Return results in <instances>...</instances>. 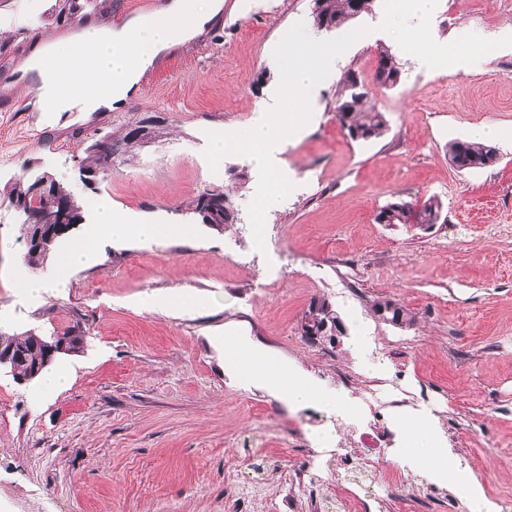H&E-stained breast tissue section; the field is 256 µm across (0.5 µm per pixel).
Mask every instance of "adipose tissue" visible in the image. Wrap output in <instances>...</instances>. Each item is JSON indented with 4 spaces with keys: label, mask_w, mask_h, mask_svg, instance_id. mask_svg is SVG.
I'll return each mask as SVG.
<instances>
[{
    "label": "adipose tissue",
    "mask_w": 512,
    "mask_h": 512,
    "mask_svg": "<svg viewBox=\"0 0 512 512\" xmlns=\"http://www.w3.org/2000/svg\"><path fill=\"white\" fill-rule=\"evenodd\" d=\"M224 0H167L148 16L121 26L84 28L72 35L41 42L21 63L35 77L32 92L41 122L52 125L62 113L109 112L142 90L141 79L164 51L204 33L220 15ZM87 230L62 256L64 266L87 263L101 240L136 237L153 242L174 232L171 224H135L100 199Z\"/></svg>",
    "instance_id": "ef3b65f1"
}]
</instances>
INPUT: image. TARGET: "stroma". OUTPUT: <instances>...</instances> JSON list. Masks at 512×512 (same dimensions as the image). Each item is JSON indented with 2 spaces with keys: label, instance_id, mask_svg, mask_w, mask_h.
Segmentation results:
<instances>
[{
  "label": "stroma",
  "instance_id": "obj_1",
  "mask_svg": "<svg viewBox=\"0 0 512 512\" xmlns=\"http://www.w3.org/2000/svg\"><path fill=\"white\" fill-rule=\"evenodd\" d=\"M312 0H224L211 28L161 54L142 91L104 117L66 128L39 124L16 66L33 38L71 34L58 0H0V333L48 336L81 324L84 347L58 357L66 390L0 373V512H309L280 487L310 450L346 442L382 453L392 432L429 412L453 475L478 485L494 506L512 500V51L477 70L428 68L382 37L349 48L345 68L370 84L385 113L381 138L352 141L334 111L339 77L325 80L317 110L285 154L296 188L267 211L264 250L254 244L248 205L258 181L241 156L217 169L207 134L247 126L275 84L267 56L296 23L312 26ZM433 39L512 31V0H442ZM402 77L374 85L379 49ZM160 116L163 134L116 167L97 190L79 179L85 148L137 115ZM489 123L502 159L460 171L447 146ZM49 171L81 200L110 198L149 224L181 234L153 243L102 241L84 267L66 271L63 295L33 301L15 290L25 245L6 195L23 168ZM244 171L241 181L230 170ZM224 187L240 222L217 232L185 207ZM438 198L446 223L425 231L376 221L395 197ZM175 306L146 309L143 295ZM329 299L346 327L336 347L296 331L311 300ZM399 301L411 328L373 319L369 300ZM249 337L261 363L287 367L317 391L289 406L278 389L237 373L234 335ZM379 383L367 401L364 385ZM399 394L406 404L389 401ZM351 404L383 427L352 430ZM266 458L254 453L257 443ZM260 494L236 508L239 483Z\"/></svg>",
  "mask_w": 512,
  "mask_h": 512
}]
</instances>
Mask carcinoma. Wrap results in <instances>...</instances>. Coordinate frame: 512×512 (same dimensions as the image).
<instances>
[{
    "label": "carcinoma",
    "mask_w": 512,
    "mask_h": 512,
    "mask_svg": "<svg viewBox=\"0 0 512 512\" xmlns=\"http://www.w3.org/2000/svg\"><path fill=\"white\" fill-rule=\"evenodd\" d=\"M374 0H313L312 18L317 29L335 30L362 13L373 10ZM401 67L396 57L386 49L378 55L377 67L373 80L381 88H392L401 80ZM336 119L342 129L353 141L369 142L381 138L389 130L385 113L377 109L370 101L369 93L361 76L353 70L345 72L336 94ZM146 121L141 115L135 121L111 134L104 135L106 146L97 151L87 149L88 156L82 159L87 170L101 168L107 162L117 163L133 158L135 151L143 147L144 141L133 136L135 127ZM448 159L457 170L482 169L495 165L500 160L499 149L491 144L473 143L466 140H454L448 144ZM46 177V173H22L14 179L8 191V200L20 204L29 198L33 186ZM60 200L54 194L39 198L32 212L35 224L55 225L59 219ZM442 218V204L430 197L424 201H405L398 199L384 205L376 215L381 224H437ZM54 240L42 247H26L24 261L28 268L36 270L43 266L48 253L55 248ZM337 316L332 303L324 297L314 298L308 310L297 324V333L301 337L310 336L319 331L329 316ZM54 337L45 338L37 335L0 336V348L12 349L16 358L13 362L15 376L22 380H31V370L36 365H43L48 360L49 344Z\"/></svg>",
    "instance_id": "carcinoma-1"
}]
</instances>
